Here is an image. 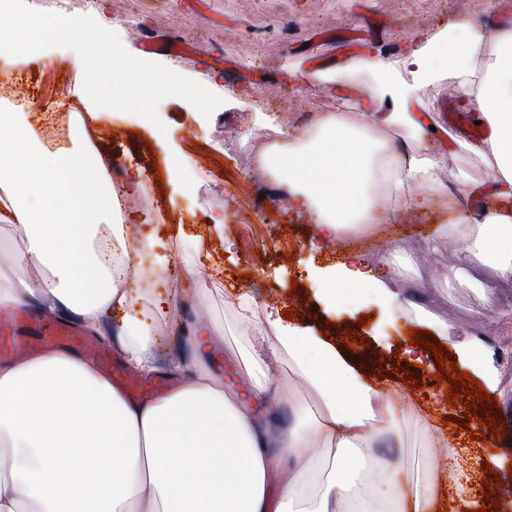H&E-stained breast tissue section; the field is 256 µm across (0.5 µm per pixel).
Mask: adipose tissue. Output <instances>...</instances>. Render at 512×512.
<instances>
[{"mask_svg": "<svg viewBox=\"0 0 512 512\" xmlns=\"http://www.w3.org/2000/svg\"><path fill=\"white\" fill-rule=\"evenodd\" d=\"M110 11L111 0H97L98 43L104 59L121 53L128 91L136 97L143 67L133 49H115ZM3 14L20 19L21 31L50 30L55 43L67 42L74 27L63 13L44 21L21 0H0ZM451 31L456 39L447 61L434 64V46ZM484 41L482 25L455 20L447 30L420 35L403 60L414 84L389 89L399 111L381 122L337 102L316 132L293 135L288 147L263 158L272 176H286L289 209L314 214V246L372 223L375 183L423 199L446 195L444 155L396 152L378 131L380 124H397L420 136L438 126L437 113L413 112L408 104L442 75L467 91L490 128L482 139L460 136L457 144L494 166L488 187L512 200V26L499 29L495 55L478 68L472 60ZM40 135L28 113L0 112V185L11 189L0 222L8 224L25 267L20 276L0 268V309L34 304L76 316L98 336L104 313L119 308L123 354L136 370L153 374L147 345L153 315L133 286L140 269L131 259L150 253L152 243L144 238L130 247L113 240L119 258L105 262L93 240L114 217L109 162L84 138L68 153L37 156ZM449 234L470 257L512 280L511 210L478 223L461 212ZM344 285L388 309L403 306L399 293L358 256L326 278L328 306L344 303ZM233 317L248 346L240 363L252 394L288 400L293 426L283 430L260 417L225 385L212 365L214 340L224 334L215 323L195 327L192 358L172 365L175 388L148 402L128 398L81 352H25L0 362V512H435L438 465L457 455L446 437H431L438 454L403 480L402 464L378 452L383 436L396 431L379 385L365 381L327 342L282 334L249 297H239ZM257 342L274 360L289 358L295 379L271 384L266 365L250 350Z\"/></svg>", "mask_w": 512, "mask_h": 512, "instance_id": "adipose-tissue-1", "label": "adipose tissue"}]
</instances>
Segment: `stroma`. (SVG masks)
<instances>
[{
    "mask_svg": "<svg viewBox=\"0 0 512 512\" xmlns=\"http://www.w3.org/2000/svg\"><path fill=\"white\" fill-rule=\"evenodd\" d=\"M482 23L493 38L500 20L512 19V0H488L477 8L465 0H112L117 46L142 49L145 62H169L196 88L218 83L222 108L199 115L184 98L148 77L149 98L142 104L86 113L78 98L62 89L84 84L85 74L61 64L34 65L15 71L0 61V84L22 80L32 94L28 111L66 115L83 126L105 159L119 158L123 172L140 171L142 187L125 194L122 217L112 229L126 242L151 237L152 254L139 264L150 270L153 258L166 255L169 267L147 278L140 289L146 303L161 309L152 331L154 380L170 381V363L190 356L188 331L200 313L224 327V341L238 333L228 306L237 296L252 297L281 325H294L325 340L349 359H365L363 376L400 385L404 400L395 412L414 407L442 429L460 455H494L490 470H477L470 494L460 496L441 485L445 502L437 512H478L486 489L512 483V280L498 277L488 265L469 259L462 244L443 237L444 226L460 211L481 219L477 198L464 181H487L491 169L483 159L462 156L449 134L426 141L390 127L387 138L407 149L426 146L449 155L442 179L448 202L405 203L384 186H375L378 233L337 242L315 251L307 240L312 215L289 212L279 181L259 166L268 129L316 130L336 100L358 103L387 116L386 82L412 81L402 53L418 30L438 31L449 16ZM293 21L291 34L279 32L280 20ZM359 56L381 58L387 71L348 70ZM333 70L325 86L297 84V66ZM223 224H212V216ZM356 253L398 288L405 308L388 316L362 296L340 308L325 305L323 285L311 273ZM189 254L194 273H185L181 254ZM294 309L295 320L284 312ZM434 336L445 356L469 342L482 345V356L498 378L496 392L502 430L497 448L473 439L479 419H468L467 394L457 405L438 404L437 363L420 351L422 366L411 369V329ZM415 374L422 390L404 377ZM468 423L459 432L460 423Z\"/></svg>",
    "mask_w": 512,
    "mask_h": 512,
    "instance_id": "stroma-1",
    "label": "stroma"
}]
</instances>
